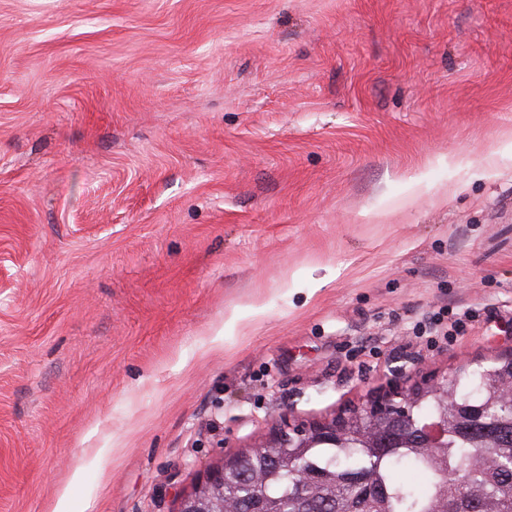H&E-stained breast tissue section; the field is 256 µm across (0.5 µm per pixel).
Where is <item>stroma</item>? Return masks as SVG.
I'll use <instances>...</instances> for the list:
<instances>
[{
	"label": "stroma",
	"instance_id": "35a3bbf8",
	"mask_svg": "<svg viewBox=\"0 0 512 512\" xmlns=\"http://www.w3.org/2000/svg\"><path fill=\"white\" fill-rule=\"evenodd\" d=\"M509 354L512 0H0V512Z\"/></svg>",
	"mask_w": 512,
	"mask_h": 512
}]
</instances>
